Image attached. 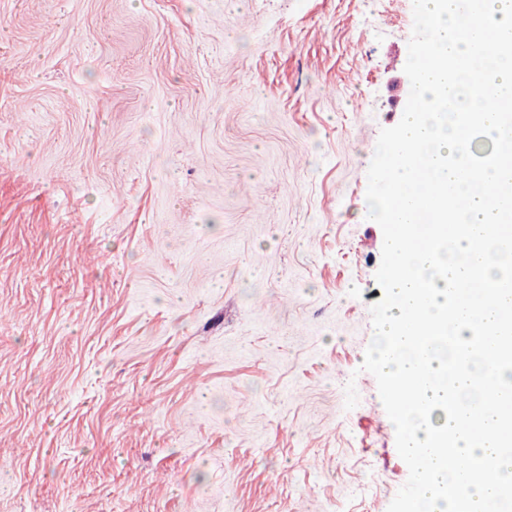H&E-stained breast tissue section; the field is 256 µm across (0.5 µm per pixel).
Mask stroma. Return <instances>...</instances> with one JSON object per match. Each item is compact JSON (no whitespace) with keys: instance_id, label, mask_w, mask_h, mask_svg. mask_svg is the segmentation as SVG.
Wrapping results in <instances>:
<instances>
[{"instance_id":"stroma-1","label":"stroma","mask_w":512,"mask_h":512,"mask_svg":"<svg viewBox=\"0 0 512 512\" xmlns=\"http://www.w3.org/2000/svg\"><path fill=\"white\" fill-rule=\"evenodd\" d=\"M413 0H0V512H387L367 170Z\"/></svg>"}]
</instances>
